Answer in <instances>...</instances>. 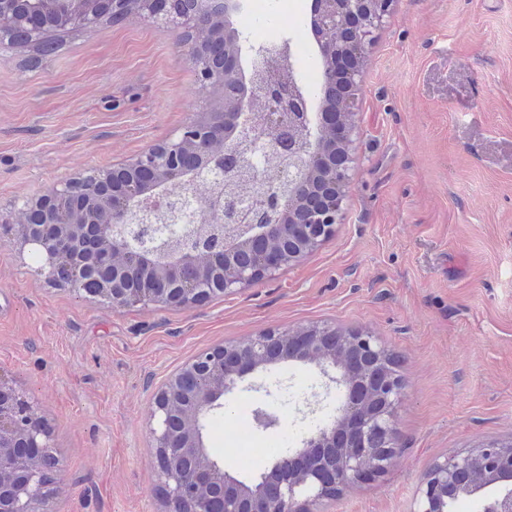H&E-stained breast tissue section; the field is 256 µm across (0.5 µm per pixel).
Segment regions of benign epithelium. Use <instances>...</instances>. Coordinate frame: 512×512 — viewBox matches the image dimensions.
<instances>
[{
  "instance_id": "obj_1",
  "label": "benign epithelium",
  "mask_w": 512,
  "mask_h": 512,
  "mask_svg": "<svg viewBox=\"0 0 512 512\" xmlns=\"http://www.w3.org/2000/svg\"><path fill=\"white\" fill-rule=\"evenodd\" d=\"M397 0H312V27L323 62L345 54L365 55L374 31ZM123 0H55L59 19L80 23L96 6L112 5L122 15ZM143 18L169 26L191 39L181 51L197 67L201 85L221 86L217 104L210 105L204 132L179 134L151 146L136 158L107 168H89L45 193L26 200L16 226L12 215L0 214V229L17 232L45 257L49 282L85 291L84 276L97 267L112 271L93 297L114 308L136 305L186 307L205 303L216 294L255 285L313 251L329 238L343 212L351 180V158L333 163L347 149L354 123V100L361 70L347 73L351 94L347 118L330 105L338 90L321 87L318 112H311V91L296 80L282 78L286 48L254 49L250 76H245L240 52L224 48L219 34L201 19L212 16L232 28L240 0H151ZM14 29L12 0H0V43ZM302 124L303 134L292 151L280 154L276 171L266 176L264 163L279 144L269 128L286 121ZM148 169L156 183L129 180L122 190L90 202L87 184L106 189L109 173ZM268 177L263 204L254 202L249 186ZM210 184L209 223L197 224L188 202L191 185ZM238 188L226 192L225 183ZM70 203L59 219V203ZM163 210L167 223H155ZM276 234L302 243L288 253L267 248L255 252L252 239ZM247 252L241 262L238 254ZM212 259L199 270V257ZM284 344L287 361L314 363L339 371L332 381L346 389L339 415L319 428L302 447L277 458L251 485L224 469L210 455L205 423L224 408V399L238 383L268 364L272 344ZM386 349L367 333L353 332L336 341V330L312 326L289 333L263 332L235 344H219L196 354L156 390L152 416L155 464L163 483L168 512H307L310 501L334 500L345 488L381 474L394 458L397 429L394 412L402 382L383 375ZM385 404L381 413L364 410V395ZM512 441H490L474 452L452 454L432 463L423 476L414 512H451L452 499L438 495L449 487L457 494L477 492L464 476L480 470L498 486L485 512H512V467H494ZM57 461L50 438L35 409L8 380L0 377V512H49L51 472Z\"/></svg>"
}]
</instances>
